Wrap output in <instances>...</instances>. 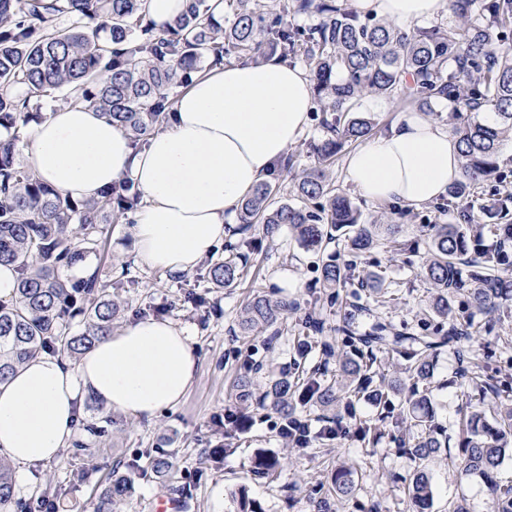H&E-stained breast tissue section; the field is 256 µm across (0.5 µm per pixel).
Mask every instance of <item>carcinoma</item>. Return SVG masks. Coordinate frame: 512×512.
Returning <instances> with one entry per match:
<instances>
[{
  "instance_id": "carcinoma-1",
  "label": "carcinoma",
  "mask_w": 512,
  "mask_h": 512,
  "mask_svg": "<svg viewBox=\"0 0 512 512\" xmlns=\"http://www.w3.org/2000/svg\"><path fill=\"white\" fill-rule=\"evenodd\" d=\"M148 0H0V264L15 265L16 297L0 301V384L29 360L64 355L78 361L110 335L124 310L120 290L130 281L102 278L99 269L74 278L70 271L102 260L112 217L138 209L141 193L125 179L104 193L101 202L70 198L42 180L22 156L28 126L46 118V105L57 91L66 103L72 90L78 101L112 119L134 142L161 130L177 97L195 76L234 58L261 62L276 54L307 64L314 83L321 126L326 136L310 144L317 165L297 173L292 157L280 163L291 176L298 202L278 199L280 186L260 182L239 209L242 238L226 247L228 255L210 262L205 275L218 288L240 278V263L256 244L247 236L259 224L273 239L291 232L307 249L344 238L343 258L322 261L310 303L340 299V289L357 286L371 295L385 292L382 273L363 264L377 250L418 258L416 276L431 290L417 314L418 327L393 331L369 303L349 305L336 332L349 351L338 360L336 377L323 380L308 372V334L324 331L311 313L302 321L304 335L293 337L294 372L268 377L263 390L253 375L263 365L245 360L232 385V406L225 431L242 429L254 410L271 407L280 432L297 448L342 436L374 444L387 433L414 462L405 478L408 512H427L433 500L427 462L448 455L451 436L428 396L435 355L446 347L457 362L452 384L462 389L465 411L457 429L462 477L476 475L488 486L492 512H512V485L503 487L495 472L512 453V376L492 367L497 353L480 348L498 316L512 310V223L508 199L495 198L485 212L495 220L496 241L486 244L482 217L462 206L470 188L505 178L498 154L512 130V52L502 48L512 31V0H450L452 23H431L402 32L391 23L360 18L346 0H230L233 18L219 23L208 0H190L169 29L147 18ZM315 19L299 26L297 17ZM366 96L401 99L432 112L448 102L452 133L462 157L461 177L448 187L447 204L458 208L460 223L428 224L424 239L401 236L399 224H367L354 200L336 188L328 170L343 148L372 135L374 119L360 109ZM299 303L286 296L257 293L238 318L244 336L271 330L282 334ZM486 316L482 322L475 315ZM388 349L401 359L400 371H380L378 353ZM369 401L373 415L357 414V400ZM502 405L488 420L485 402ZM332 409L322 428L308 432L298 421L312 409ZM103 410L80 420V430L104 434L114 426ZM136 455L127 471L108 473L94 492L95 512H114L129 498L134 476L173 477L167 456ZM280 460L265 454L253 472L271 479ZM364 472L355 463L338 465L328 488L315 501V512H339L337 506L361 489ZM60 491L44 490L23 505L25 512H51ZM14 495L13 469L0 460V506Z\"/></svg>"
}]
</instances>
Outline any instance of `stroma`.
Wrapping results in <instances>:
<instances>
[{"label": "stroma", "instance_id": "obj_1", "mask_svg": "<svg viewBox=\"0 0 512 512\" xmlns=\"http://www.w3.org/2000/svg\"><path fill=\"white\" fill-rule=\"evenodd\" d=\"M331 178L337 188L353 197L366 221L382 219L386 224L404 225L409 234L417 235L426 224H453L457 212L437 210L432 206L399 207L398 211H381L378 203L365 199L345 180L343 163H336ZM130 221L110 224L108 238L109 264L104 275L135 280V287L125 289L122 296L129 307L127 317L145 305L158 307L159 317L186 327L195 342L198 369L181 404L152 422L122 417L121 425L105 437L84 435L83 450L64 448L52 462L14 472V499L24 503L46 488L60 487L61 505L65 512H93L91 490L98 480L116 464L128 462L144 449L173 455L176 476L190 484L193 498L187 512H236L237 494L247 488L251 498L261 503L265 512H312L314 490L326 482L331 468L345 461L358 463L365 472L361 488L344 512H368L373 501L383 500L388 512H406L404 486L392 483V476H407L412 462L398 454L394 443L382 439L364 445L348 439L333 440L322 448H288L277 434L274 415H257L246 429L225 437L216 426L231 405L230 382L235 372L238 351L251 350L255 360L275 371L288 372L294 356L291 336L297 333L299 316L308 315L307 288L317 275L324 253L336 251V243H328L324 251L304 250L289 235L276 241L264 238L261 228L252 236L260 249L256 259L243 271L238 285L216 289L196 273L172 276L135 264ZM371 265L381 266L389 291L376 303L379 315L394 328L416 325L418 302L429 297L426 284L416 278L405 259L385 252L373 253ZM273 289L280 295L297 299L298 317L289 318L288 331L273 343L262 339H245L237 325L241 307L253 288ZM195 290L207 297L204 306L185 301L184 294ZM457 363L451 352L441 353L436 360L431 396L449 432H456L462 401L450 382ZM230 445L231 451L221 465L211 457L218 447ZM282 459L284 466L275 480L253 476V460L257 453ZM83 469L84 484L71 486L70 472ZM434 476V498L430 512H447L449 502L466 500L470 512H490L486 484L479 477L459 479L451 461L438 457L431 461Z\"/></svg>", "mask_w": 512, "mask_h": 512}]
</instances>
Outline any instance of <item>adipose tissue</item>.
Instances as JSON below:
<instances>
[{
	"label": "adipose tissue",
	"mask_w": 512,
	"mask_h": 512,
	"mask_svg": "<svg viewBox=\"0 0 512 512\" xmlns=\"http://www.w3.org/2000/svg\"><path fill=\"white\" fill-rule=\"evenodd\" d=\"M357 13L402 29L448 13V0H350ZM309 71L278 57L230 61L183 89L164 127L136 146L103 113L60 105L27 134L26 161L45 182L80 201L131 179L142 192L131 234L138 263L187 274L233 235L230 218L302 136L313 109ZM345 175L366 199L426 206L458 179L455 135L419 112L348 154ZM188 331L134 318L77 362L43 355L0 385V457L25 467L58 457L86 396L153 421L175 408L197 371Z\"/></svg>",
	"instance_id": "1"
}]
</instances>
